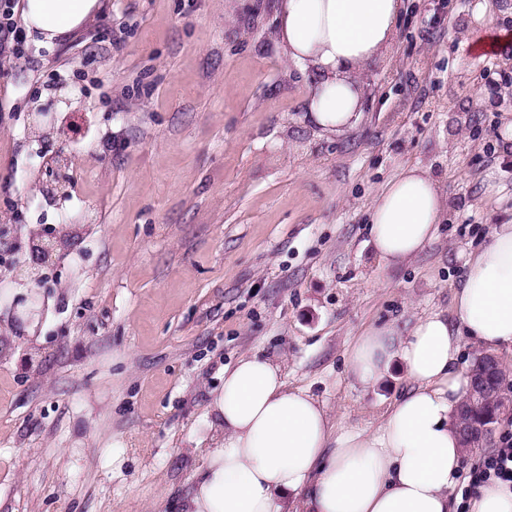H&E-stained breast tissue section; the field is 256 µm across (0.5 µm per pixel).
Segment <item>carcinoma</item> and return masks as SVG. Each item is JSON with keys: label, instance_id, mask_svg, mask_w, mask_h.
I'll list each match as a JSON object with an SVG mask.
<instances>
[{"label": "carcinoma", "instance_id": "1", "mask_svg": "<svg viewBox=\"0 0 512 512\" xmlns=\"http://www.w3.org/2000/svg\"><path fill=\"white\" fill-rule=\"evenodd\" d=\"M487 359L486 355L476 358L471 369L473 381L484 387L482 398L459 412V417L467 419L472 430V434L462 436L467 450L480 447L492 436L504 406L502 369L487 364Z\"/></svg>", "mask_w": 512, "mask_h": 512}]
</instances>
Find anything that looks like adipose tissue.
I'll return each mask as SVG.
<instances>
[{
	"mask_svg": "<svg viewBox=\"0 0 512 512\" xmlns=\"http://www.w3.org/2000/svg\"><path fill=\"white\" fill-rule=\"evenodd\" d=\"M99 0H26L29 35L50 45L83 28ZM403 0H278L275 41L308 73V117L341 133L361 119L368 64L392 43ZM446 192L410 165L375 197L370 238L380 263L415 258L448 215ZM451 312L433 311L402 335L370 329L350 353L362 390L391 366L409 388L373 431L337 430L325 406L288 386L278 363L256 355L224 370L211 410L219 435L183 512H281L287 496L301 512H456L464 450L456 412L468 393L461 337L490 351L512 346V222L470 255Z\"/></svg>",
	"mask_w": 512,
	"mask_h": 512,
	"instance_id": "obj_1",
	"label": "adipose tissue"
}]
</instances>
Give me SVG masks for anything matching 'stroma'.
I'll return each instance as SVG.
<instances>
[{
	"mask_svg": "<svg viewBox=\"0 0 512 512\" xmlns=\"http://www.w3.org/2000/svg\"><path fill=\"white\" fill-rule=\"evenodd\" d=\"M53 45L0 64V222L26 280L22 225L72 224L36 336L0 308V512H179L214 447L224 369L259 353L341 427L375 429L408 387L392 367L349 378L369 329L452 307L467 257L512 221L499 129L512 44L464 43L480 4L512 30V0H404L368 66L362 121L315 129L310 77L272 31L276 0H102ZM56 101L57 131L33 112ZM71 155L68 194L33 184ZM421 165L451 210L412 262L383 267L373 198Z\"/></svg>",
	"mask_w": 512,
	"mask_h": 512,
	"instance_id": "stroma-1",
	"label": "stroma"
}]
</instances>
